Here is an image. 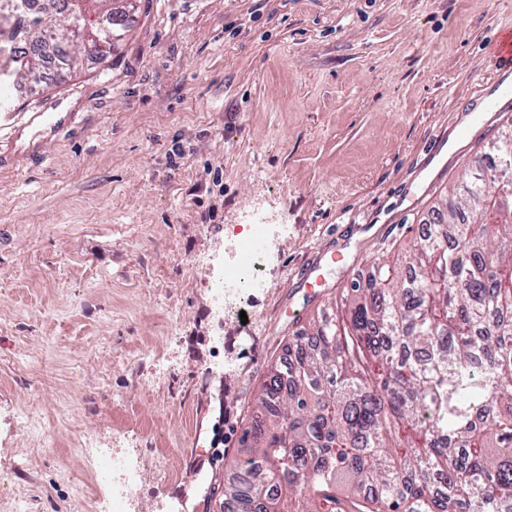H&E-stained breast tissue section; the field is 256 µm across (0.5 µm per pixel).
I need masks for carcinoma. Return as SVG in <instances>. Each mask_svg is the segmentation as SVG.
Here are the masks:
<instances>
[{"mask_svg": "<svg viewBox=\"0 0 512 512\" xmlns=\"http://www.w3.org/2000/svg\"><path fill=\"white\" fill-rule=\"evenodd\" d=\"M14 2L0 89L37 88L51 44L69 66L103 53ZM484 168L428 238L352 282L340 316L296 331L212 487L220 512H512V125Z\"/></svg>", "mask_w": 512, "mask_h": 512, "instance_id": "cac0c4a2", "label": "carcinoma"}]
</instances>
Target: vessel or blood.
Instances as JSON below:
<instances>
[{
	"instance_id": "obj_1",
	"label": "vessel or blood",
	"mask_w": 512,
	"mask_h": 512,
	"mask_svg": "<svg viewBox=\"0 0 512 512\" xmlns=\"http://www.w3.org/2000/svg\"><path fill=\"white\" fill-rule=\"evenodd\" d=\"M495 66L512 71V29L501 31L494 44ZM82 113L68 112H19L7 97H0V131L6 132L12 142L11 155L0 153V167L7 158H22L31 163H42L40 142L48 132L81 127Z\"/></svg>"
}]
</instances>
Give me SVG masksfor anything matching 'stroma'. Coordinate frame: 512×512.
Listing matches in <instances>:
<instances>
[{
    "label": "stroma",
    "mask_w": 512,
    "mask_h": 512,
    "mask_svg": "<svg viewBox=\"0 0 512 512\" xmlns=\"http://www.w3.org/2000/svg\"><path fill=\"white\" fill-rule=\"evenodd\" d=\"M106 62L52 65L81 128L0 169V475L29 512H91L83 435L136 443L139 512H213L262 379L298 318L423 224L512 123L491 59L512 0H139ZM289 227L245 319L210 340L195 277ZM321 285L298 284L323 253ZM26 415L16 425L17 415Z\"/></svg>",
    "instance_id": "35a3bbf8"
}]
</instances>
